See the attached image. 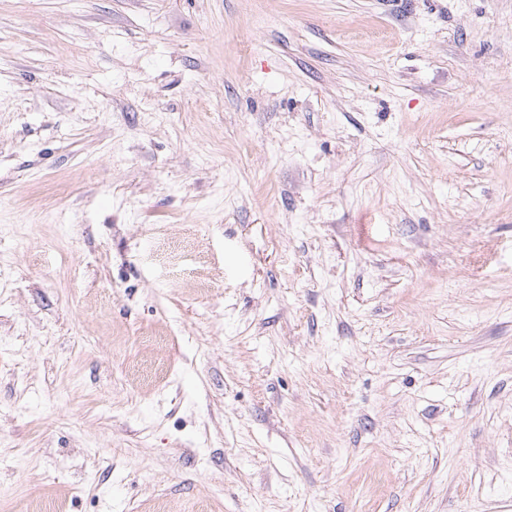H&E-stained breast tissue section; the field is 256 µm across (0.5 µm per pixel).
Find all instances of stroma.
<instances>
[{
	"label": "stroma",
	"mask_w": 512,
	"mask_h": 512,
	"mask_svg": "<svg viewBox=\"0 0 512 512\" xmlns=\"http://www.w3.org/2000/svg\"><path fill=\"white\" fill-rule=\"evenodd\" d=\"M0 512H512V0H0Z\"/></svg>",
	"instance_id": "35a3bbf8"
}]
</instances>
